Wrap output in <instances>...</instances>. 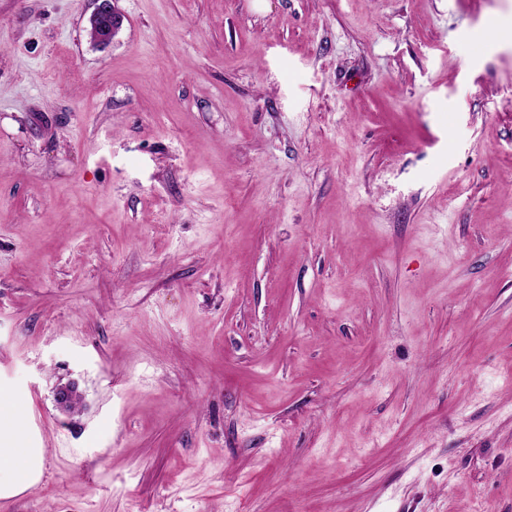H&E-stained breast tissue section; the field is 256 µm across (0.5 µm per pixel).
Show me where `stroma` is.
I'll return each mask as SVG.
<instances>
[{"mask_svg":"<svg viewBox=\"0 0 512 512\" xmlns=\"http://www.w3.org/2000/svg\"><path fill=\"white\" fill-rule=\"evenodd\" d=\"M115 6L0 0V512H512V0ZM96 10L89 18L92 40L100 47L109 45L120 32L123 16L115 9L112 0H97ZM25 405L9 393L0 395V495H13L36 478L41 449L19 444L24 431Z\"/></svg>","mask_w":512,"mask_h":512,"instance_id":"1","label":"stroma"}]
</instances>
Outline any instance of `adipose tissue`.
<instances>
[{"label":"adipose tissue","instance_id":"1","mask_svg":"<svg viewBox=\"0 0 512 512\" xmlns=\"http://www.w3.org/2000/svg\"><path fill=\"white\" fill-rule=\"evenodd\" d=\"M25 405L12 394L0 395V495H13L36 478L40 451L19 444L24 430Z\"/></svg>","mask_w":512,"mask_h":512}]
</instances>
